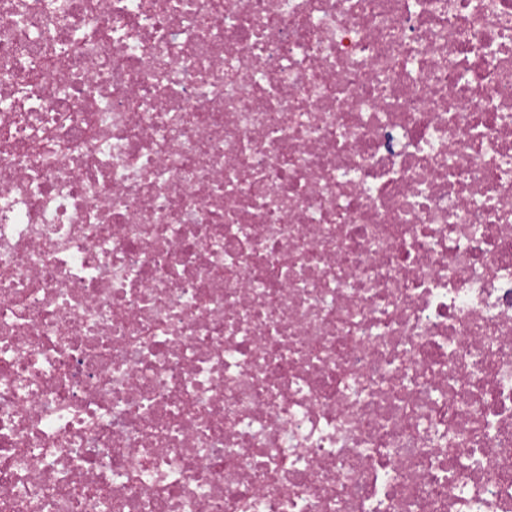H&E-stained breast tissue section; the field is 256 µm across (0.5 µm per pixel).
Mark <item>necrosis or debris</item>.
Segmentation results:
<instances>
[{
	"label": "necrosis or debris",
	"instance_id": "4bbe7bcc",
	"mask_svg": "<svg viewBox=\"0 0 512 512\" xmlns=\"http://www.w3.org/2000/svg\"><path fill=\"white\" fill-rule=\"evenodd\" d=\"M0 512H512V0H0Z\"/></svg>",
	"mask_w": 512,
	"mask_h": 512
}]
</instances>
